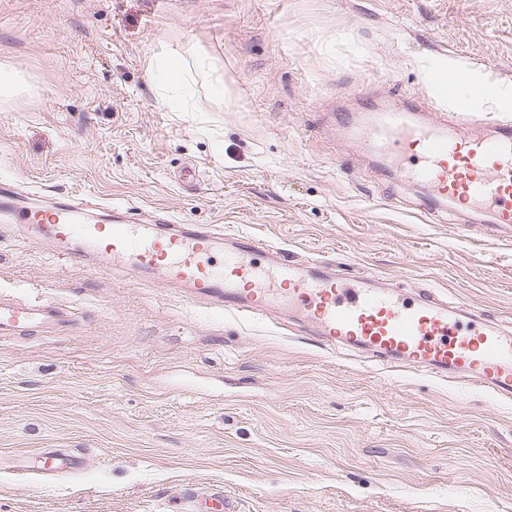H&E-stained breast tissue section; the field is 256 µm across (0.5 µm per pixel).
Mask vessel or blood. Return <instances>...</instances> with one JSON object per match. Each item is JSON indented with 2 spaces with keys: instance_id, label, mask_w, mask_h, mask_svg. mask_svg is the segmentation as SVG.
Wrapping results in <instances>:
<instances>
[{
  "instance_id": "1",
  "label": "vessel or blood",
  "mask_w": 512,
  "mask_h": 512,
  "mask_svg": "<svg viewBox=\"0 0 512 512\" xmlns=\"http://www.w3.org/2000/svg\"><path fill=\"white\" fill-rule=\"evenodd\" d=\"M427 81L443 93L467 84L465 76L441 68L430 70ZM365 141L395 177L426 186L414 203L420 212L446 208L475 225L512 224L511 122L495 123L489 136L469 134L461 124L450 135L440 127L412 124L408 113L388 111L379 113ZM98 207L86 197L27 206L19 192L0 191V211L40 225L49 252L63 263L118 266L136 284L167 282L183 296L239 319L287 315L328 344L365 348L396 366L425 368L441 377L453 373L458 381L482 382L500 397H512V329L465 303H448L426 289L403 297L391 288L341 278L324 261L287 262L280 248L214 224H175L167 218L144 224L121 206L110 207L102 221H85ZM70 316L68 306L57 301L3 300L0 337L40 333ZM83 464L81 457L50 448L41 453L37 470L50 478ZM188 504L191 512H230L219 492Z\"/></svg>"
}]
</instances>
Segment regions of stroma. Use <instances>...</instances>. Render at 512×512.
Wrapping results in <instances>:
<instances>
[{
  "label": "stroma",
  "mask_w": 512,
  "mask_h": 512,
  "mask_svg": "<svg viewBox=\"0 0 512 512\" xmlns=\"http://www.w3.org/2000/svg\"><path fill=\"white\" fill-rule=\"evenodd\" d=\"M164 51L221 79L210 111L161 101ZM451 60L512 86V0H0V65L26 82L0 99V182L221 224L512 325V232L421 215L362 140L406 98L449 109L424 77ZM39 235L0 226V293L73 316L0 343V512H184L191 488L234 512H512V400L60 263ZM44 448L86 464L21 479Z\"/></svg>",
  "instance_id": "1"
}]
</instances>
